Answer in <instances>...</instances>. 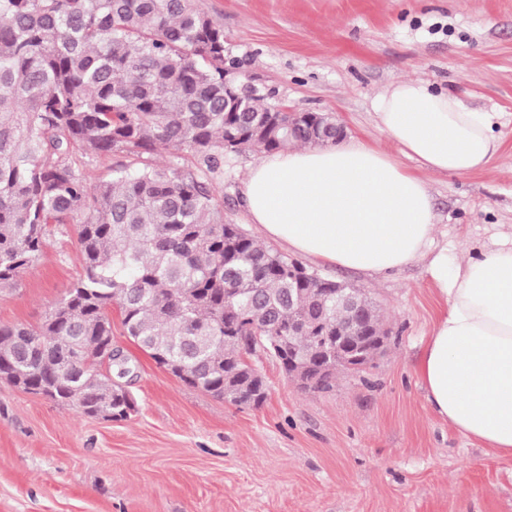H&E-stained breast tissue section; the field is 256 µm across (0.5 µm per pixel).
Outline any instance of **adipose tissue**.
Segmentation results:
<instances>
[{
    "label": "adipose tissue",
    "instance_id": "obj_1",
    "mask_svg": "<svg viewBox=\"0 0 512 512\" xmlns=\"http://www.w3.org/2000/svg\"><path fill=\"white\" fill-rule=\"evenodd\" d=\"M372 108L422 175L360 142L272 152L243 176L248 220L289 252L373 277L427 262L445 302L415 367L427 401L464 436L512 457V238L449 264L447 250L432 249L424 178L486 168L501 148L499 115L418 79L391 82Z\"/></svg>",
    "mask_w": 512,
    "mask_h": 512
}]
</instances>
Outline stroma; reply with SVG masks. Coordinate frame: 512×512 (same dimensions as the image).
Listing matches in <instances>:
<instances>
[{"instance_id":"stroma-1","label":"stroma","mask_w":512,"mask_h":512,"mask_svg":"<svg viewBox=\"0 0 512 512\" xmlns=\"http://www.w3.org/2000/svg\"><path fill=\"white\" fill-rule=\"evenodd\" d=\"M224 27L242 78L277 104L332 116L347 136L395 153L372 100L420 79L500 113L502 146L468 176L427 174L435 246L456 263L512 235V0H195ZM257 156L224 159L214 203L256 235L241 180ZM369 293L389 343L358 375L303 390L259 358L267 398L237 407L187 386L128 337L138 411L105 421L0 381V512H512V458L431 411L415 366L441 299L426 263L370 278L308 263ZM82 273L72 225L57 224L19 286L0 290V325H38Z\"/></svg>"}]
</instances>
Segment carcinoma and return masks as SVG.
Segmentation results:
<instances>
[{
	"label": "carcinoma",
	"instance_id": "obj_1",
	"mask_svg": "<svg viewBox=\"0 0 512 512\" xmlns=\"http://www.w3.org/2000/svg\"><path fill=\"white\" fill-rule=\"evenodd\" d=\"M224 29L193 0H0V290L48 244L49 227L78 214L83 273L37 326H0V379L55 405L82 397L112 420L133 397L98 372L103 339L123 333L186 384L243 406L258 387L248 361L315 352L318 332L296 326L317 306L301 293L303 265L224 223L213 203L224 155L336 143L286 115L259 90L224 111ZM173 160L155 166L157 147ZM190 151L195 165L180 163ZM120 152L136 166L90 183L87 153ZM364 320L382 314L358 293ZM323 327L350 314L321 306Z\"/></svg>",
	"mask_w": 512,
	"mask_h": 512
}]
</instances>
